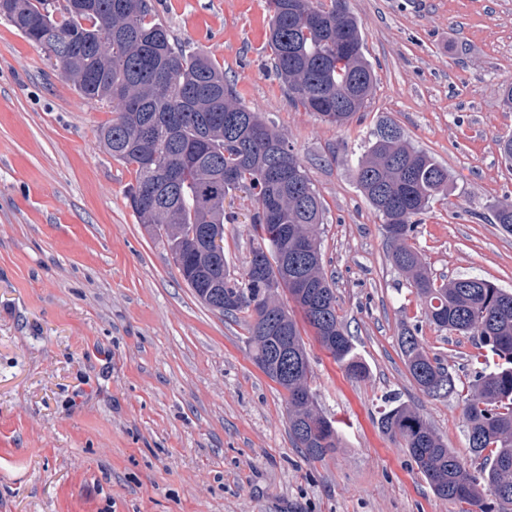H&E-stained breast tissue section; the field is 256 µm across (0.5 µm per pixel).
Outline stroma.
Here are the masks:
<instances>
[{
  "instance_id": "obj_1",
  "label": "stroma",
  "mask_w": 512,
  "mask_h": 512,
  "mask_svg": "<svg viewBox=\"0 0 512 512\" xmlns=\"http://www.w3.org/2000/svg\"><path fill=\"white\" fill-rule=\"evenodd\" d=\"M156 19L224 69L242 103L293 145L326 208L323 263L370 369L353 382L304 334L320 412L339 445L304 458L283 390L253 362L243 322L201 304L161 237L139 224L133 175L100 146L112 112L0 22V512H458L378 425L389 394L468 458L462 406L414 384L401 324L419 315L388 259L354 159L394 120L450 176L413 242L435 276L512 290V200L495 138L512 133V0H348L377 77L339 128L295 105L272 67L265 0H152ZM231 273L249 260L250 194L226 198ZM430 352L473 379L471 339L422 323Z\"/></svg>"
}]
</instances>
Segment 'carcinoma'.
<instances>
[{"mask_svg":"<svg viewBox=\"0 0 512 512\" xmlns=\"http://www.w3.org/2000/svg\"><path fill=\"white\" fill-rule=\"evenodd\" d=\"M91 11L57 12L55 0H0V19L45 53L81 95L112 108L98 138L132 170L127 200L139 223L170 225L166 237L176 269L204 303L224 298V316L244 322L254 363L286 395L290 435L310 461L339 442L335 421L315 405L310 366L288 296L319 344L352 380L369 377L344 326L334 279L323 266L320 195L294 148L261 114L246 109L224 69L195 46L171 41L150 0H93ZM272 66L291 100L322 121L343 127L361 111L376 83L365 40L347 0H266ZM355 177L379 216L391 264L404 273L429 324L467 336L481 368L470 384L457 379L420 337L419 325L399 336L415 385L432 398L453 394L462 404L471 462L460 458L424 417L396 396L380 411L381 430L405 449L431 489L460 512H512V291L478 277L448 280L428 270L412 243L419 216L447 196L449 174L412 145L392 120L380 125L356 160ZM254 194L250 259L265 251L268 266L286 250L311 287L278 282L275 272L236 278L224 259L200 248L237 216L224 209L230 193ZM512 234V201L493 209ZM448 382L450 393L434 391Z\"/></svg>","mask_w":512,"mask_h":512,"instance_id":"cac0c4a2","label":"carcinoma"}]
</instances>
